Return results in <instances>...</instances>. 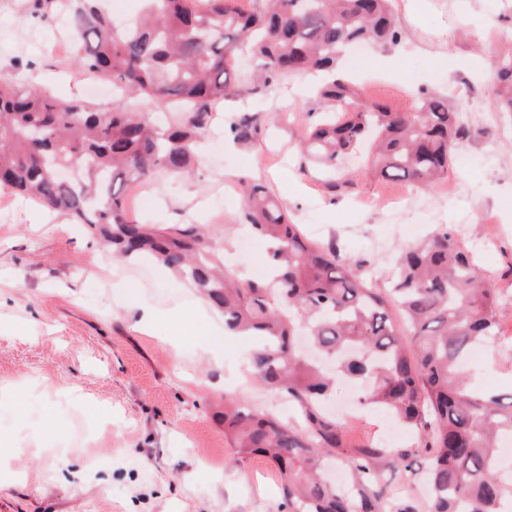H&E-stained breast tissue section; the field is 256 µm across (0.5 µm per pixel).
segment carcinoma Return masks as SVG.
Returning a JSON list of instances; mask_svg holds the SVG:
<instances>
[{
	"label": "carcinoma",
	"instance_id": "obj_1",
	"mask_svg": "<svg viewBox=\"0 0 512 512\" xmlns=\"http://www.w3.org/2000/svg\"><path fill=\"white\" fill-rule=\"evenodd\" d=\"M143 0L139 19L118 28L101 0H37L71 13L78 67L112 83L120 97L99 109L57 99L20 79H0V184L85 224L117 260L152 258L224 314V329L256 336L249 355L257 383L288 398L303 425L285 423L240 399L219 422L238 464L252 457L279 473L283 512H414L392 504L379 467L426 470L430 512H512V479L498 448L512 438V396L474 390L463 375L470 349L499 339L502 289L475 264L456 230L441 225L404 248L386 292L343 260L336 242L309 239L261 181L241 182L240 222L268 244L271 275L239 281L214 224H145L128 212L132 184L175 178L197 161L196 144L215 106L233 89L237 54L249 48L256 88L284 75L327 73L306 112L301 152L337 181L343 162L370 143L377 174L430 188L447 172L451 150L471 137L448 97L424 93L414 112L357 106L336 79V60L355 43L400 40L391 0ZM493 100L512 114V53L496 69ZM169 112L156 125L140 106ZM233 138L253 141L259 118L242 112ZM405 319L398 327L390 307ZM410 337L408 347L399 336ZM354 381L360 402L415 428V448L391 453L347 444L344 423L322 399L335 384L324 367ZM345 464L350 491L323 471Z\"/></svg>",
	"mask_w": 512,
	"mask_h": 512
}]
</instances>
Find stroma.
I'll use <instances>...</instances> for the list:
<instances>
[{
	"mask_svg": "<svg viewBox=\"0 0 512 512\" xmlns=\"http://www.w3.org/2000/svg\"><path fill=\"white\" fill-rule=\"evenodd\" d=\"M34 0H0V76L110 106L108 83L79 71L57 36L64 18ZM397 44L345 55L339 70L360 98L411 112L420 92L444 93L471 139L452 151L430 188L374 177L366 162L345 169L342 191L299 152V117L314 103L315 78H282L261 93L239 59L234 91L217 107L200 162L179 179L148 182L143 212L154 224H218L225 248L246 233L241 181L259 179L318 241L337 239L370 284L388 287L401 247L456 226L498 287L512 290V117L491 94L495 63L512 52V0H394ZM254 112L249 143L229 131ZM156 318L138 328L142 307ZM252 340L224 330V317L160 264L119 262L83 225L13 190L0 189V444L11 484L0 512H278L279 478L267 462L231 464L217 413L237 397L293 420L283 396L245 371ZM479 391L512 395V350L470 351ZM347 421L351 440L413 448L417 433L377 409Z\"/></svg>",
	"mask_w": 512,
	"mask_h": 512,
	"instance_id": "35a3bbf8",
	"label": "stroma"
}]
</instances>
